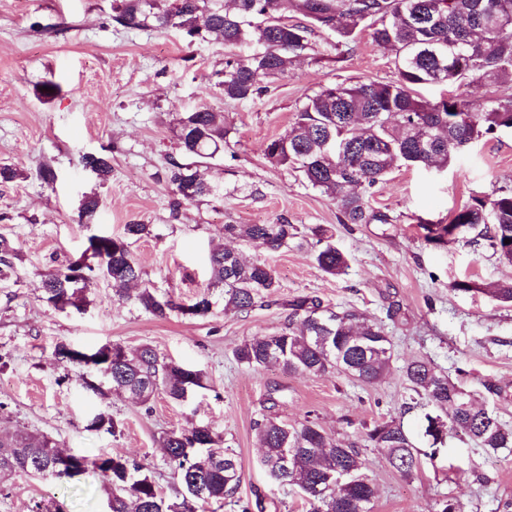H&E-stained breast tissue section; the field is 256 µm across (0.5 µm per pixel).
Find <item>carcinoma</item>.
<instances>
[{"label":"carcinoma","instance_id":"1","mask_svg":"<svg viewBox=\"0 0 512 512\" xmlns=\"http://www.w3.org/2000/svg\"><path fill=\"white\" fill-rule=\"evenodd\" d=\"M303 17L291 22L285 12ZM113 21L123 28L176 29L204 42L214 37L248 53L225 61L224 97L252 100L264 91V81L285 75L297 58L312 49L317 30L335 35L336 46L349 44L356 33L369 30L372 41L393 54L396 79L357 84L338 83L320 88L297 109L289 130L266 143L265 158L274 166L298 172L312 188L335 200L343 224H366L369 213L358 187L371 188L396 166H446L469 143L501 131H512V98L490 99L473 112L457 97L430 102L415 88L471 79L512 80V0H117ZM224 114L201 105L184 113L176 125V140L186 163L171 162L170 209L213 196L203 168L227 143ZM82 168L107 182L111 156L87 153ZM100 207L96 195L84 198L79 218L93 223ZM476 231L472 242L512 265V190L491 196L474 195L446 224H426V239L435 244L454 236L457 225ZM145 224H127L119 237L102 235L89 242V261H71L47 273L42 290L55 307L80 308L82 298L72 287L76 277L86 282L102 276L113 295L145 312L165 319L173 312L192 317L211 314L212 302L203 292L183 304L155 288L130 293L140 268L130 240L147 233ZM314 261L326 274L339 276L346 255L332 242L330 230L318 227ZM293 224H226L224 236L254 241L270 251L298 238ZM511 243H505V240ZM17 257L11 241L0 236V277L14 269ZM212 287L224 288V310L245 311L257 300L275 296L278 281L263 260L244 261L220 249L210 256ZM288 325L273 335L255 336L234 352L238 363L252 368L271 363L290 373L321 374L336 370L362 382L380 379L392 361L391 342L380 327L356 310L335 312L313 296L284 302ZM59 362L74 367L94 366L106 375L110 389L142 404L163 393L173 402L186 392L206 387L200 370L167 361L149 345L129 351L119 343L105 344L88 354L61 343ZM404 373L410 389L432 405L425 416L424 435L431 441L430 458L446 437L464 433L486 450L512 447V427L496 412L477 403L472 394L437 371L430 362L415 359ZM264 448L263 465L269 477L299 489L310 512H371L375 487L364 472L354 444L331 439L306 414L294 425L264 419L257 424ZM363 439L385 452L387 462L404 476L420 465V451L403 425L383 421ZM173 473L184 489L179 501L165 500L146 467L122 456H72L74 469L57 465L59 449L45 434L17 430L0 432V481L17 473L42 479L74 477L88 469L106 479L104 492L112 512H197L205 504L224 506L240 484L237 459L216 446L209 428L172 429L161 442ZM346 477H340V472Z\"/></svg>","mask_w":512,"mask_h":512}]
</instances>
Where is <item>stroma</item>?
Listing matches in <instances>:
<instances>
[{
  "instance_id": "stroma-1",
  "label": "stroma",
  "mask_w": 512,
  "mask_h": 512,
  "mask_svg": "<svg viewBox=\"0 0 512 512\" xmlns=\"http://www.w3.org/2000/svg\"><path fill=\"white\" fill-rule=\"evenodd\" d=\"M112 6L113 0H0V165L24 172L0 184V235L18 252L14 273L0 280V431L42 433L77 456L124 455L143 464L174 501L183 489L161 437L206 426L240 467L239 488L222 512H309L296 488L267 476L256 430L269 413L289 424L309 414L331 438L358 443L376 489L372 512H430L447 500L467 512H508L512 448L489 453L458 434L429 459L422 425L432 407L409 389L403 367L416 358L431 362L512 426V305L490 295L512 280V265L474 249L465 235L434 246L424 231L447 223L471 196L512 189V131L472 142L445 167L394 168L364 192L375 220L341 224L336 202L292 169L272 166L264 147L288 131L297 109L321 87L395 79L390 54L369 33L341 53L334 34L316 32L309 55L269 80L262 95L229 101L220 85L230 55L222 42L191 44L173 30L126 29L113 22ZM47 84L57 87L49 99L42 95ZM203 103L223 113L230 131L228 146L205 171L217 194L174 213L167 171L182 158L176 118ZM105 147L112 150V179L102 186L77 159ZM43 164L57 172L54 187L37 176ZM91 194L102 205L86 226L78 212ZM280 222L296 225L299 235L276 252L224 235L228 224ZM131 223L149 227L131 244L141 285L187 302L209 292V316L155 318L114 297L102 278L88 283L80 309L63 312L45 299L43 273L78 258L90 235L116 236ZM319 225L348 258L341 276L325 274L314 261L311 230ZM224 246L272 265L277 300L225 310L223 289L207 286L210 253ZM458 280L479 289L454 291ZM300 296L318 297L338 312L357 310L380 326L393 345L386 374L365 383L333 370L315 375L239 364L235 349L281 331L288 322L284 301ZM60 343L82 351L147 344L204 372L207 386L182 403L160 394L144 405L100 393L89 387L101 382L100 373L58 362ZM487 381L502 395L486 393ZM101 412L118 422L117 432L91 428ZM391 419L423 451L408 478L380 449L361 443L366 428ZM103 483L94 472L51 481L19 475L0 487V512H107Z\"/></svg>"
}]
</instances>
